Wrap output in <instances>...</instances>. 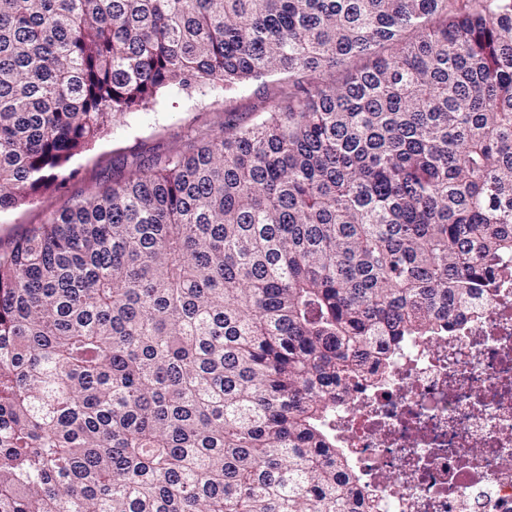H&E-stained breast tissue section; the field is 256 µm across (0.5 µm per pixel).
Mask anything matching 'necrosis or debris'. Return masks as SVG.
<instances>
[{
    "instance_id": "1",
    "label": "necrosis or debris",
    "mask_w": 512,
    "mask_h": 512,
    "mask_svg": "<svg viewBox=\"0 0 512 512\" xmlns=\"http://www.w3.org/2000/svg\"><path fill=\"white\" fill-rule=\"evenodd\" d=\"M336 412L372 512H512V276Z\"/></svg>"
}]
</instances>
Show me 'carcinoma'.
I'll list each match as a JSON object with an SVG mask.
<instances>
[{"label":"carcinoma","mask_w":512,"mask_h":512,"mask_svg":"<svg viewBox=\"0 0 512 512\" xmlns=\"http://www.w3.org/2000/svg\"><path fill=\"white\" fill-rule=\"evenodd\" d=\"M281 75L0 249V512H365L337 406L512 272V0H0V211ZM277 84L269 81L248 83L232 92L224 88L192 89L190 92L165 93L150 108L114 122L89 151L76 157L75 177L58 192L46 193L34 202L0 212V245L8 247L30 224H43L65 198H80L99 179L112 170L117 156L131 162L147 158L155 152L186 150L190 144H202L220 133L224 113L236 112L247 121L263 101L273 96ZM268 98V99H267Z\"/></svg>","instance_id":"cac0c4a2"}]
</instances>
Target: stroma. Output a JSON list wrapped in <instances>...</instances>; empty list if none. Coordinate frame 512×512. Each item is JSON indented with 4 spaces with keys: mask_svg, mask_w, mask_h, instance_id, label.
Returning a JSON list of instances; mask_svg holds the SVG:
<instances>
[{
    "mask_svg": "<svg viewBox=\"0 0 512 512\" xmlns=\"http://www.w3.org/2000/svg\"><path fill=\"white\" fill-rule=\"evenodd\" d=\"M276 90V84L270 82L249 83L232 92L207 87L165 93L152 107L112 123L89 151L74 159L77 173L63 189L0 212V246L8 247L29 225L45 223L63 199L85 196L109 172L116 157L133 162L156 152L205 143L219 134L225 112L232 111L240 120H249Z\"/></svg>",
    "mask_w": 512,
    "mask_h": 512,
    "instance_id": "35a3bbf8",
    "label": "stroma"
}]
</instances>
